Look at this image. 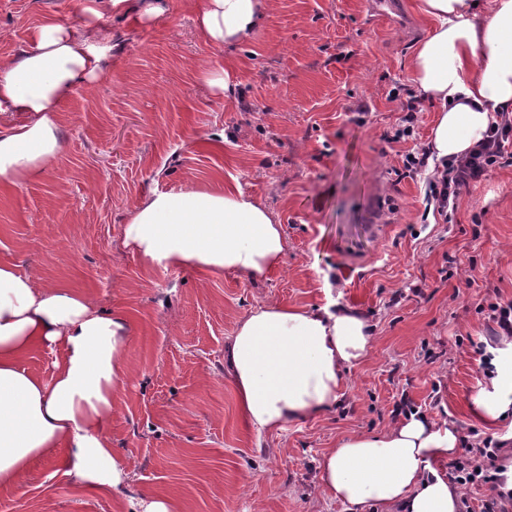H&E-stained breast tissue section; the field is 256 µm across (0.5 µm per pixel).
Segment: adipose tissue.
<instances>
[{
    "mask_svg": "<svg viewBox=\"0 0 512 512\" xmlns=\"http://www.w3.org/2000/svg\"><path fill=\"white\" fill-rule=\"evenodd\" d=\"M271 0H203L196 24L215 47L247 39ZM131 0H86L83 30L55 20L30 29L17 56L0 58V188L25 185L50 170L64 150L60 108L103 75L112 46L98 35L104 13L129 12ZM434 22L416 42L410 74L439 114L430 163L468 154L512 116V0H421ZM124 247L148 270L237 272L265 279L283 262L287 242L259 200L220 182L146 194L123 227ZM131 316L104 312L88 294L48 285L0 259V488H22L33 462L52 456L76 484L111 495L120 512H181L167 495L128 492V470L112 448L115 394L129 374ZM372 328L348 307L269 303L248 313L224 347L242 415L256 436L326 411L339 400L343 370L368 357ZM37 349L54 355L50 378L24 370ZM469 413L485 425L512 418V338L492 350ZM460 446L455 423L419 414L381 434H352L320 466L326 495L347 512H459L460 490L436 460Z\"/></svg>",
    "mask_w": 512,
    "mask_h": 512,
    "instance_id": "obj_1",
    "label": "adipose tissue"
}]
</instances>
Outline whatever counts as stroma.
I'll return each instance as SVG.
<instances>
[{"mask_svg":"<svg viewBox=\"0 0 512 512\" xmlns=\"http://www.w3.org/2000/svg\"><path fill=\"white\" fill-rule=\"evenodd\" d=\"M81 3L0 0V58L46 19L79 26ZM162 4L146 22L101 20L112 61L63 102V153L40 178L0 188V258L134 319L110 424L131 488L184 512H347L319 479L345 436L384 432L407 407L464 434H503L467 402L484 381L474 345L492 334L477 306L512 301V160L445 217L425 198L426 175L405 172L437 112L424 102L413 135L395 140L417 92L411 49L429 27L420 0H273L245 42L220 48L200 39L192 0ZM222 75L233 98L211 84ZM219 180L266 203L288 245L281 266L262 281L144 270L122 245L142 197ZM271 302L353 307L373 344L345 370L336 407L259 440L224 345ZM0 512L117 506L43 458L23 491L0 489Z\"/></svg>","mask_w":512,"mask_h":512,"instance_id":"obj_1","label":"stroma"}]
</instances>
